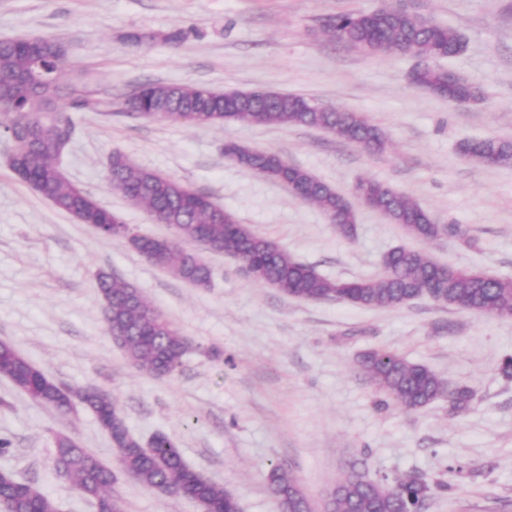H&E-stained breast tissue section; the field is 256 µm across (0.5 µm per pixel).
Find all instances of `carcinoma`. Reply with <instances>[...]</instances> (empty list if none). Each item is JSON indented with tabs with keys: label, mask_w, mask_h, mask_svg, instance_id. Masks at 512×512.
I'll return each mask as SVG.
<instances>
[{
	"label": "carcinoma",
	"mask_w": 512,
	"mask_h": 512,
	"mask_svg": "<svg viewBox=\"0 0 512 512\" xmlns=\"http://www.w3.org/2000/svg\"><path fill=\"white\" fill-rule=\"evenodd\" d=\"M327 31L339 43L368 54L411 56L419 59L412 70L413 84L453 101L477 100L480 87L438 65L465 47L453 28L405 8L345 11L331 16ZM63 45L49 37L0 40V136L11 142L15 174L31 184L57 209L91 225L105 239L132 238L135 251L147 252L160 269L197 287L208 286L212 270L188 242L208 241L227 256L261 272L258 282H270L284 294L306 301H334L363 308H396L421 297L482 316L512 317V279L436 262L424 249L396 247L384 258L383 272L371 278L331 280L321 275L273 240L255 233L235 215L208 196L155 171L138 168L120 154H112L109 180L134 207L155 221L171 225L169 238L139 236L120 214L97 203L80 207L68 177L53 175L63 138H72L75 124L70 113L54 104L66 96L75 112L112 111V101L96 98L83 87L68 84ZM124 116L195 126L247 122L254 125L305 126L333 134L371 153L386 147L382 130L356 112L324 108L302 96L251 90L224 94L204 86L149 82L126 97ZM458 152L486 165L512 164V141L465 140ZM224 154L236 162L288 187L315 204L350 237L356 216L351 202L306 169L280 156L229 143ZM368 206L400 225L424 243L442 234L456 237L469 248L476 239L459 224L440 226L417 201L368 178L354 184ZM104 299L107 332L124 350L131 367L148 377H174L189 341L170 321L160 316L135 286L110 275L98 277ZM362 367L386 396L404 409L422 408L448 397L452 416L468 411L476 393L467 386L451 385L424 365L413 363L388 349H372L362 357ZM0 376L31 400L66 411L70 392L50 379L16 347L0 341ZM79 398L96 415L108 433L116 466L142 485L162 495L184 496L202 512H240L237 499L184 461L180 448L165 434L144 442L134 435L112 394L89 386ZM55 469L73 482L96 512H117L112 496V469L67 435L57 434ZM269 489L283 512H310L308 499L296 480L278 468L269 474ZM430 486L421 477L373 478L352 470L326 500L324 512H425ZM0 507L5 512H62L60 505L36 484L0 472Z\"/></svg>",
	"instance_id": "carcinoma-1"
}]
</instances>
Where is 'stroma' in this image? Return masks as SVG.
Listing matches in <instances>:
<instances>
[{
	"instance_id": "35a3bbf8",
	"label": "stroma",
	"mask_w": 512,
	"mask_h": 512,
	"mask_svg": "<svg viewBox=\"0 0 512 512\" xmlns=\"http://www.w3.org/2000/svg\"><path fill=\"white\" fill-rule=\"evenodd\" d=\"M506 0H0V39L54 37L71 83L111 98V113L78 112L60 158L73 184L137 232L166 236L108 180L112 152L209 195L241 223L324 276L368 278L393 248L414 246L398 225L355 204L356 234L282 184L225 157L228 142L279 154L344 196L357 178L415 199L440 224L463 225L480 249L441 236L438 262L512 278V166L463 159L464 139H512V12ZM403 7L459 31L466 47L443 60L479 86L454 103L409 79L412 57L367 55L338 44L325 20L340 11ZM180 41H169L172 33ZM145 40L131 45L129 34ZM147 82L299 94L364 115L387 138L384 153L301 126L227 122L171 125L121 116L122 97ZM0 140V341L72 392L112 393L142 440L169 435L184 461L234 495L241 512H278L267 474L281 466L314 505L363 464L388 478L450 483L426 512H512V317L481 316L422 297L395 309L304 301L248 278L240 260L206 254L211 283L193 287L124 241L58 210L11 170ZM139 288L192 347L180 372L154 379L132 369L106 330L98 273ZM222 351L220 358L207 347ZM388 348L477 393L449 418L446 399L420 410L385 404L360 357ZM104 463L109 435L80 399L68 411L36 403L0 377V470L39 486L63 512H95L57 475L54 434ZM121 512H201L116 472Z\"/></svg>"
}]
</instances>
